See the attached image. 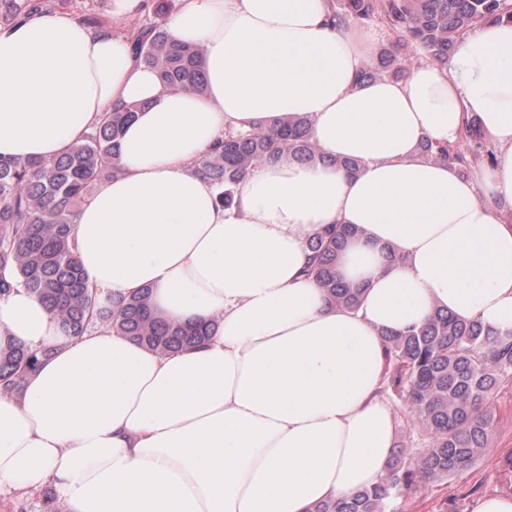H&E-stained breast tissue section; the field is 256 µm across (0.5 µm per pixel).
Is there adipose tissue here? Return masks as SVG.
Returning <instances> with one entry per match:
<instances>
[{"label":"adipose tissue","instance_id":"adipose-tissue-1","mask_svg":"<svg viewBox=\"0 0 512 512\" xmlns=\"http://www.w3.org/2000/svg\"><path fill=\"white\" fill-rule=\"evenodd\" d=\"M167 29L204 46V93L65 15L0 26V156L60 155L111 106L138 107L122 174L75 217L89 285L104 300L148 288L159 314L212 326L162 356L108 330L64 336L24 287L0 296V349L40 354L0 390V494L47 486L66 512H311L386 471L383 330L441 308L512 333V23L471 31L447 68L373 82V33L334 25L330 0H180ZM294 116L325 162H265L222 206L195 161L226 129ZM474 119L492 164L420 156ZM330 224L358 231L337 266L363 290L355 310L304 274L308 235Z\"/></svg>","mask_w":512,"mask_h":512}]
</instances>
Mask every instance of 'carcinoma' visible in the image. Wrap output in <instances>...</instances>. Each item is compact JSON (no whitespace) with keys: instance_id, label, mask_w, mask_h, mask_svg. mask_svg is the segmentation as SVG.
<instances>
[{"instance_id":"1","label":"carcinoma","mask_w":512,"mask_h":512,"mask_svg":"<svg viewBox=\"0 0 512 512\" xmlns=\"http://www.w3.org/2000/svg\"><path fill=\"white\" fill-rule=\"evenodd\" d=\"M44 10L42 0H0V24H13ZM336 25L380 20L398 41L362 68L363 80L401 78L408 43L421 46L429 62L445 68L458 38L487 23L512 22V0H340ZM135 58L154 69L174 92L205 91L204 48L174 41L165 22L147 23L130 38ZM137 106L115 107L64 153L51 159L0 158V296L20 283L44 301L67 336L100 326L167 355L201 345L209 336L202 323L168 320L154 313L148 288L101 303L79 265L73 217L93 188L122 174L119 138ZM298 163L323 159L310 121L287 118L272 128L227 130L197 162L198 173L221 189L219 202H233L252 168L281 156ZM422 157L454 163L467 171L480 155L461 146L425 142ZM356 236L348 224H331L307 238L315 264L311 277L338 307L356 309L362 289L337 279L339 253ZM385 377L400 390L423 449L395 452L372 488L312 512H386L387 502L424 490L450 474L467 470L486 450L494 415L491 391L512 381V337L475 320L437 309L420 326L382 332ZM37 363L23 344L0 350V390H16Z\"/></svg>"}]
</instances>
